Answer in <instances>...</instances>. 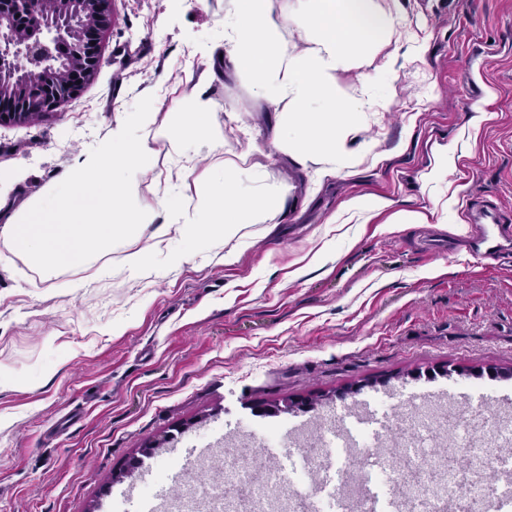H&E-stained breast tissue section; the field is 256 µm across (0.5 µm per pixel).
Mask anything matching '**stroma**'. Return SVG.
<instances>
[{"instance_id": "35a3bbf8", "label": "stroma", "mask_w": 512, "mask_h": 512, "mask_svg": "<svg viewBox=\"0 0 512 512\" xmlns=\"http://www.w3.org/2000/svg\"><path fill=\"white\" fill-rule=\"evenodd\" d=\"M397 12L387 105L365 135L378 158L334 177L281 154L288 191L275 232L221 240L181 268L132 285L74 270L39 282L0 241V512H109L167 485L160 459L240 431L308 424L375 402L401 411L433 398L464 408L472 388L512 413V252L477 262L468 209L512 214V0H377ZM230 0H112L102 64L57 110L0 125V225L147 99L170 108L196 84L217 109L241 106L259 146L269 108L254 101L224 43ZM448 173L430 179L439 148ZM353 196L393 203L348 219ZM425 212L393 224L392 210ZM447 239L438 256L422 249ZM236 252L225 262L227 252ZM122 325L112 334V325ZM307 403L284 411L289 402ZM82 418L47 443L72 410Z\"/></svg>"}]
</instances>
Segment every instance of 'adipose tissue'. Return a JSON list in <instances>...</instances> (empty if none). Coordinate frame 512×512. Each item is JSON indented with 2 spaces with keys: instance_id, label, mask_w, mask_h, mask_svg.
Returning a JSON list of instances; mask_svg holds the SVG:
<instances>
[{
  "instance_id": "1",
  "label": "adipose tissue",
  "mask_w": 512,
  "mask_h": 512,
  "mask_svg": "<svg viewBox=\"0 0 512 512\" xmlns=\"http://www.w3.org/2000/svg\"><path fill=\"white\" fill-rule=\"evenodd\" d=\"M224 18V49L244 76L254 100L272 110L273 152L333 176L374 156L365 137L386 100L372 90L371 68L396 32L393 12L376 0H233ZM298 41H291V34ZM353 75L358 94L338 90ZM238 108L217 114L203 85L186 91L162 112L157 102L117 113L109 136L77 154L46 188L0 226L20 257L41 280L59 266L84 265L119 245L121 265L139 282L157 273L156 255L174 269L206 250L213 239L231 238L252 224H271L287 207L286 190L268 184L267 170L253 159V140L232 146ZM166 146L173 171L157 169V148ZM208 174L172 190L200 161ZM151 178L152 201L138 186Z\"/></svg>"
}]
</instances>
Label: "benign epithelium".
Masks as SVG:
<instances>
[{"instance_id":"obj_1","label":"benign epithelium","mask_w":512,"mask_h":512,"mask_svg":"<svg viewBox=\"0 0 512 512\" xmlns=\"http://www.w3.org/2000/svg\"><path fill=\"white\" fill-rule=\"evenodd\" d=\"M111 0H0V55L22 57L38 78L33 96L23 84L0 77V124L17 123L43 115L75 96L101 64L100 42L111 27ZM30 23L31 37L13 38L16 15ZM66 42L73 55L72 77L59 83L51 76L54 48Z\"/></svg>"}]
</instances>
